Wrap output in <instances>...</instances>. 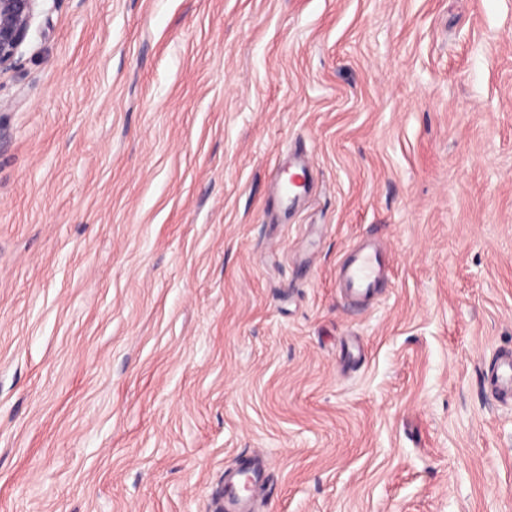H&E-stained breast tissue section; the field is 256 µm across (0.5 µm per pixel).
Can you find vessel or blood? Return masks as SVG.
Wrapping results in <instances>:
<instances>
[{
	"label": "vessel or blood",
	"instance_id": "obj_1",
	"mask_svg": "<svg viewBox=\"0 0 512 512\" xmlns=\"http://www.w3.org/2000/svg\"><path fill=\"white\" fill-rule=\"evenodd\" d=\"M290 165L299 170L301 184L295 192L279 187L282 202L289 206L298 202L303 192L308 191L313 158L300 154L291 160ZM390 277L391 270L384 252L376 243L367 240L346 251L337 268L336 286L342 299L366 304L374 299L378 288ZM483 388L496 402L512 404V345L497 347L484 363ZM245 465L244 474H233L224 482L222 512H251L249 498L242 494L239 483L244 479L253 485L261 483L269 461L265 454L255 452L247 457Z\"/></svg>",
	"mask_w": 512,
	"mask_h": 512
}]
</instances>
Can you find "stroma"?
<instances>
[{
  "mask_svg": "<svg viewBox=\"0 0 512 512\" xmlns=\"http://www.w3.org/2000/svg\"><path fill=\"white\" fill-rule=\"evenodd\" d=\"M508 343L512 0H41L0 74V512H218L257 448L253 512H512ZM294 156L296 159L288 160V173L292 168L300 171V173H293L301 177V184L298 187H295L300 189L299 191L290 193L288 188L283 185V174L285 173L284 164L277 165L275 174L277 190L282 202L285 203L287 207L298 202L307 193L310 186V173L313 168V158L311 155L295 154ZM390 278L391 269L384 252L376 243L364 240L342 257L336 272V288L342 299L366 304ZM483 388L496 402L512 404V345L497 347L483 363Z\"/></svg>",
  "mask_w": 512,
  "mask_h": 512,
  "instance_id": "obj_1",
  "label": "stroma"
}]
</instances>
